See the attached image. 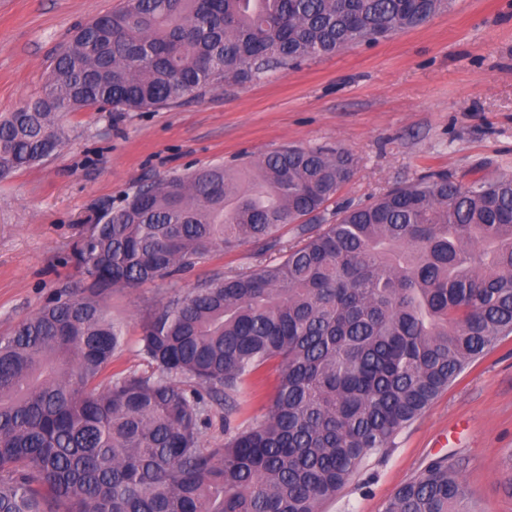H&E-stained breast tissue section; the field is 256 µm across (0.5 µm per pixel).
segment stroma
Here are the masks:
<instances>
[{
	"instance_id": "1",
	"label": "stroma",
	"mask_w": 512,
	"mask_h": 512,
	"mask_svg": "<svg viewBox=\"0 0 512 512\" xmlns=\"http://www.w3.org/2000/svg\"><path fill=\"white\" fill-rule=\"evenodd\" d=\"M121 0H0V114L39 93L78 27ZM77 133L37 166L0 180V335L64 290L79 233L140 184L285 145L339 147L355 173L327 204L357 207L428 171L512 174V0H452L426 25L355 45L245 85L143 112H81ZM249 245L174 281L113 289L122 322L113 371L150 373L138 340L150 313L214 275L274 260ZM454 455L481 512H512V336L503 339L371 458L324 512H382L432 458Z\"/></svg>"
}]
</instances>
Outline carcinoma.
Returning <instances> with one entry per match:
<instances>
[{
	"label": "carcinoma",
	"instance_id": "cac0c4a2",
	"mask_svg": "<svg viewBox=\"0 0 512 512\" xmlns=\"http://www.w3.org/2000/svg\"><path fill=\"white\" fill-rule=\"evenodd\" d=\"M449 0H123L80 28L40 95L0 115V174L70 138L68 117L170 107L427 23ZM340 148L284 146L140 185L72 259L90 293L0 336V512H322L474 361L512 335V176L429 173L325 205ZM299 243L216 276L142 327L150 375L107 374L124 343L104 295L214 252ZM271 366L266 411L240 420ZM224 409V445L201 434ZM462 463L431 459L383 512H476Z\"/></svg>",
	"mask_w": 512,
	"mask_h": 512
}]
</instances>
